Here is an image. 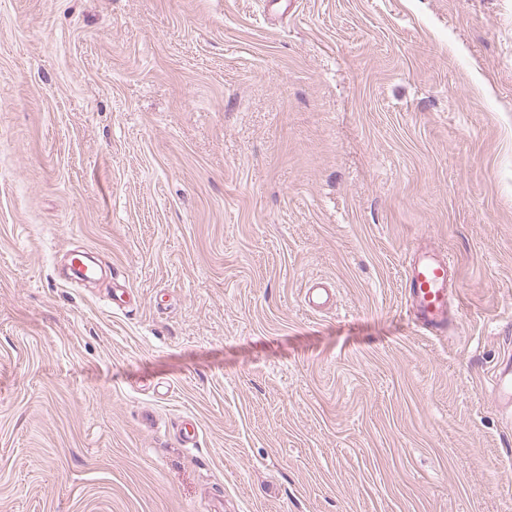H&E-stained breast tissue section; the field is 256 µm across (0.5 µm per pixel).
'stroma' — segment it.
<instances>
[{
  "instance_id": "obj_1",
  "label": "stroma",
  "mask_w": 512,
  "mask_h": 512,
  "mask_svg": "<svg viewBox=\"0 0 512 512\" xmlns=\"http://www.w3.org/2000/svg\"><path fill=\"white\" fill-rule=\"evenodd\" d=\"M511 313L512 0H0V512H512ZM404 290L416 324L424 333L447 336L459 328L460 296L448 260L418 249L412 251ZM85 252H72L69 259L70 282L81 283L91 280L96 275L95 267L90 263ZM495 385L499 401L508 406H512V359L510 356L504 357L495 371Z\"/></svg>"
}]
</instances>
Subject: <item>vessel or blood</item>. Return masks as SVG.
I'll return each instance as SVG.
<instances>
[{"instance_id":"b4317fda","label":"vessel or blood","mask_w":512,"mask_h":512,"mask_svg":"<svg viewBox=\"0 0 512 512\" xmlns=\"http://www.w3.org/2000/svg\"><path fill=\"white\" fill-rule=\"evenodd\" d=\"M70 280H91L96 269L84 252L72 253L69 259ZM404 290L417 325L432 336H446L460 326L459 291L453 283L448 260L414 250L409 256ZM495 385L500 402L512 406V359L504 358L495 371Z\"/></svg>"}]
</instances>
